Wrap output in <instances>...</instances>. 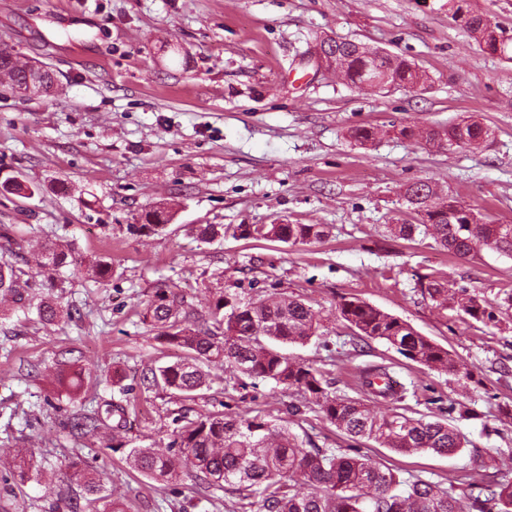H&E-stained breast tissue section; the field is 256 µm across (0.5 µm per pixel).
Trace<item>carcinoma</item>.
Returning a JSON list of instances; mask_svg holds the SVG:
<instances>
[{"label": "carcinoma", "instance_id": "cac0c4a2", "mask_svg": "<svg viewBox=\"0 0 512 512\" xmlns=\"http://www.w3.org/2000/svg\"><path fill=\"white\" fill-rule=\"evenodd\" d=\"M448 11L480 49L512 60V36H505L503 28L472 10L468 0H448ZM325 53L345 80L357 88H412L430 81L426 72L405 58L390 53L378 55L351 40L331 39ZM0 71L12 81L24 72L21 62L12 60L8 48H0ZM399 134L404 138L417 136L433 145L455 138L462 142L460 148L472 149L490 141L494 130L463 119L448 128L430 127L418 133L403 127ZM2 191L26 198L38 188L8 180L0 185ZM404 200L416 223L388 225L389 240L430 237L458 258H472L486 249L512 259V224H492L452 194L435 198L428 181L407 185ZM171 218V212L161 203L144 213L141 228L158 232ZM326 235L323 224H251L241 230L245 238L292 244L318 242ZM79 268L69 243L50 239L42 246L29 270L36 286L46 289V296L36 305L42 322L71 321L80 315L79 309L64 307L53 296V291L64 287ZM87 271L104 282L112 277V263L97 259L89 263ZM19 280L16 254L9 249L1 251L0 296L23 301ZM448 285L449 280L440 276L418 279L421 294L435 306L445 309L451 302L458 315L484 326L498 321L496 310L512 308V292H505L502 301L492 305L464 285L453 291ZM337 313L361 341L382 340L406 359L430 370L455 376L461 373L462 364L450 351L393 314L356 297L341 298ZM140 316L145 325L166 328L164 340L181 351L176 360L143 374L145 389L193 401L210 388V365L224 363L248 379L273 381L295 392L300 400L288 406V414L293 417L303 414L308 404L316 405L323 421L351 442L349 448L339 452L307 448L288 427L258 411H236L226 402L222 411L194 418L185 414L173 417L171 454L153 448L125 449L126 464L140 475L166 484L186 476L208 491L229 490L237 496L239 512H512L511 482L466 477L458 487H444L420 478L410 481L401 477L397 468L361 453V445L372 441L399 455H448L461 451L468 439L457 427L433 415L414 417L375 411L366 400L404 398L403 388L392 383L382 387L375 384L377 379L390 377L384 368L362 372L365 400L328 391L319 370L284 350L317 335V314L308 301L283 293L244 301L220 290L207 313L196 318L185 310L181 293L159 288ZM54 365L58 374L69 375L66 394L71 396L81 389L84 369L75 349L60 350ZM114 414L124 419V409L112 401L104 402L102 408L75 412L69 418V433L95 438L104 428L105 418ZM67 469V481L80 486L83 499L81 503H69L70 512H125L124 503L107 501L88 460L73 456ZM41 473L32 452L18 450L13 454L9 474L16 486L38 480Z\"/></svg>", "mask_w": 512, "mask_h": 512}]
</instances>
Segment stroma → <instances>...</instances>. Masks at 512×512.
<instances>
[{"mask_svg":"<svg viewBox=\"0 0 512 512\" xmlns=\"http://www.w3.org/2000/svg\"><path fill=\"white\" fill-rule=\"evenodd\" d=\"M343 38L400 54L431 80L423 88L368 93L312 54ZM39 60L57 84L47 97L0 85V183L38 186L31 197L0 195V247L32 260L45 239L70 242L85 258L112 263L109 282L72 278L62 304L78 321L42 324L35 308L0 319V452L31 450L40 480L15 497L0 480V512H53L68 458H96L107 493L127 512H235L222 492L212 508L191 480L166 486L130 470L118 444L167 451L172 417L218 410L235 397L243 410L284 421L319 448L347 442L317 409L289 416L295 396L270 381L243 390L235 371H211L192 401L141 387L151 367L179 352L140 321L145 300L176 287L206 312L214 293H274L311 302L321 338L288 353L329 372L337 393L359 397L361 372L388 367L407 391L408 415H440L466 403L458 421L469 444L457 454L398 455L370 442L364 454L406 479L446 484L475 473L512 482V312L477 326L424 298L419 277L439 273L489 302L512 291V260L490 251L459 259L429 238L383 241L403 223L407 184L428 179L487 221L512 224V61L490 56L453 21L448 0H0V46ZM472 116L494 140L448 150L403 138L402 127L445 126ZM371 126L372 143L351 128ZM169 202L165 231L142 230L141 214ZM326 224L321 242L291 244L239 236L242 224ZM202 224L224 227L205 243ZM356 296L409 322L466 368L461 378L404 358L379 340L353 342L336 304ZM76 349L84 385L58 397L52 359ZM58 397L57 408L45 401ZM120 401L126 428L85 441L68 433L74 412Z\"/></svg>","mask_w":512,"mask_h":512,"instance_id":"stroma-1","label":"stroma"}]
</instances>
